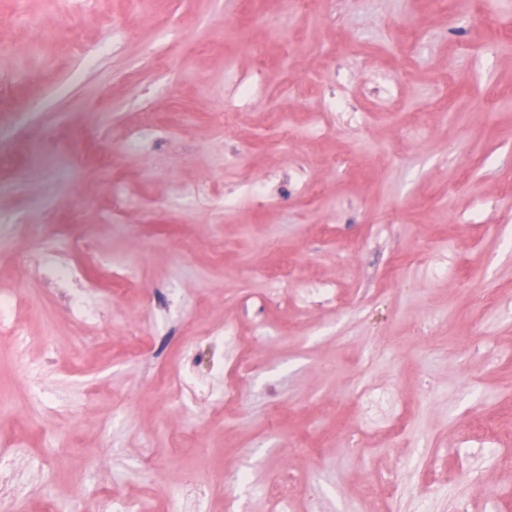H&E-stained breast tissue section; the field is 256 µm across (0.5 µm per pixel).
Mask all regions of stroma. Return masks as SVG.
<instances>
[{"label":"stroma","mask_w":512,"mask_h":512,"mask_svg":"<svg viewBox=\"0 0 512 512\" xmlns=\"http://www.w3.org/2000/svg\"><path fill=\"white\" fill-rule=\"evenodd\" d=\"M26 6L43 32L0 0V149L14 159L0 170V290L23 293L26 339L0 334V449L30 488L19 512L76 498L91 512L108 495L168 512L186 473L209 486L206 512H224L226 459L250 476L239 512H263L258 489L277 476L311 482L326 512H374L372 487L397 477L390 512H416L422 473L453 487L429 512H512L497 474L467 484L451 453L478 424L512 422V0L497 2L489 49L469 51L473 23L446 27L428 0H312L270 29L241 21L244 0ZM408 19L426 26L410 71L385 51L362 59ZM258 56L266 77L234 128L197 123L231 107L225 60L246 71ZM336 68L341 88L315 85ZM446 91V115L405 142ZM335 92L376 119L359 132L336 117L310 140L306 113ZM276 112L293 130L285 148L267 137ZM80 128L111 168L77 163ZM338 153L354 155L350 170L324 163ZM255 181L277 207L255 200ZM202 182L209 196L186 195ZM24 224L43 226L37 244L75 277L47 283L19 264L35 244ZM85 231L92 250L73 249ZM104 260L130 270L106 299L91 286ZM287 261L293 280L267 278ZM320 284L340 305L308 298ZM152 312L150 349L189 380L165 396L151 384L162 362L127 343ZM224 324L233 344L210 333ZM243 361L253 371L224 404L211 390ZM368 391L413 406L402 447L383 443L386 412L354 403Z\"/></svg>","instance_id":"1"}]
</instances>
